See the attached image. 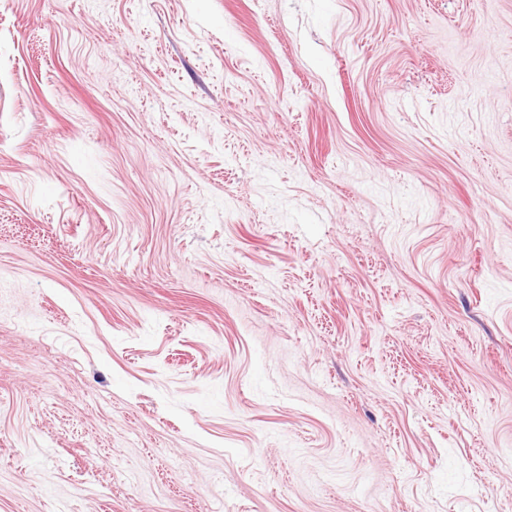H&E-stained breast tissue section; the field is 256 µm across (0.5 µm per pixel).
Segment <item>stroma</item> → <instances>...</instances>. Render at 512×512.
<instances>
[{
  "label": "stroma",
  "mask_w": 512,
  "mask_h": 512,
  "mask_svg": "<svg viewBox=\"0 0 512 512\" xmlns=\"http://www.w3.org/2000/svg\"><path fill=\"white\" fill-rule=\"evenodd\" d=\"M0 512H512V0H0Z\"/></svg>",
  "instance_id": "obj_1"
}]
</instances>
